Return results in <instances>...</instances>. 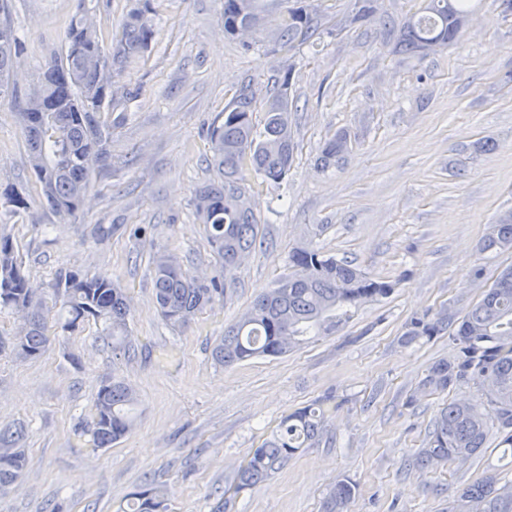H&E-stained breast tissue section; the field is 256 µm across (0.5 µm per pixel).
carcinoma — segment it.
I'll return each mask as SVG.
<instances>
[{
  "label": "carcinoma",
  "mask_w": 512,
  "mask_h": 512,
  "mask_svg": "<svg viewBox=\"0 0 512 512\" xmlns=\"http://www.w3.org/2000/svg\"><path fill=\"white\" fill-rule=\"evenodd\" d=\"M471 0H428L422 14H414L400 29V47L406 53H423L428 43L442 47L453 40L459 21L470 14ZM151 0L133 9L120 42L105 50L96 24L89 17L70 21L65 55L48 61L39 76L45 94L39 105L24 100L21 112L32 169L39 194L58 215L72 216L82 206L89 188L93 164L107 157L112 137L102 114L97 91L101 74L122 71L129 59L151 44L154 30L149 14ZM256 0H224V31L258 23ZM311 18L301 10L288 12L277 33L276 44L288 47L297 37L311 36ZM8 42L0 49V93L10 89L13 57L20 40L9 18V0H0V36ZM253 97L241 92L224 111V121L214 125L210 143L213 160L223 179L199 189L194 197L196 213L206 224L211 245L224 261L236 267L255 248L261 220L253 209H242L237 197L245 192L244 172L266 179H284L291 168L295 142L289 115L287 91L267 100L262 125L253 121ZM347 137L338 134L324 145L320 163L328 167L342 159ZM0 205L16 212L29 207L28 198L13 189L0 194ZM512 249V221L490 227L483 240L485 251ZM153 288L163 320L173 328L187 326L194 315L224 296V285L183 269L177 256L159 253L153 257ZM55 288L65 317L56 325L63 331L90 318L105 324L112 336V349L130 351L127 336L129 306L122 288L99 276L68 273ZM393 290L388 281L373 279L345 258L309 247H296L289 255V273L274 288L256 299L242 318L224 332L213 350L215 360L226 366L260 356H278L291 351L307 334H319L336 326V312L365 300L385 297ZM0 306L20 314L16 333L18 353L37 357L49 342L51 309L38 297L21 271L11 236L0 234ZM448 317L414 318L407 337L430 340L443 330ZM453 360H438L428 369L424 386L446 390L462 381H473L485 390L487 403L496 412L500 447L512 454V266L501 270L479 302L457 322L453 333ZM137 404L134 390L125 382H104L94 399V413L85 431L100 448L121 440L133 427ZM324 410L305 407L285 417L280 430L252 456L235 478L236 489L256 487L278 470L298 449L314 445L323 433ZM488 425L478 407L469 402L441 408L429 433L427 447L415 465L421 469L450 460L464 461L484 448ZM24 438L19 430L12 448H0V486L15 482L29 460L15 444ZM357 492L348 478L330 489L327 512H344ZM133 512H166L164 492L156 486L134 491ZM448 512H512V484L499 485L495 474L462 488Z\"/></svg>",
  "instance_id": "carcinoma-1"
}]
</instances>
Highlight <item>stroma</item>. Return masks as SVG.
Instances as JSON below:
<instances>
[{"mask_svg":"<svg viewBox=\"0 0 512 512\" xmlns=\"http://www.w3.org/2000/svg\"><path fill=\"white\" fill-rule=\"evenodd\" d=\"M263 21L248 41L224 31V0H153L154 36L117 77L130 99L106 111L109 157L95 164L80 210L61 218L36 194L19 102L41 66L62 55L70 20L92 10L104 46L122 36L136 0H10L22 39L0 95V191L30 200L0 207V232L17 246L21 270L47 307L59 275H101L125 289L136 350L113 351L101 323L52 329L36 358L0 352V430L21 427L30 464L0 488V512H125L137 486L165 492L167 512H324L337 479L358 491L346 512H448L459 489L491 473L512 481L491 436L479 454L421 471L440 408L468 400L495 414L465 382L423 388L436 360L452 359L461 319L512 265V250L484 253L490 225L512 214V11L472 0L455 41L428 55L397 48L400 28L426 0H261ZM313 19L310 39L278 50L289 9ZM287 90L296 148L281 181L247 173L261 216V242L236 268L222 299L188 327L162 320L152 258L168 251L186 269L223 279L224 269L193 200L219 179L208 129L240 92L253 93L254 121ZM347 135L338 164L321 167L325 142ZM309 246L347 258L390 295L350 309L335 329L282 356L216 364L213 347L253 300ZM447 315L431 340L408 342L415 317ZM122 380L138 398L133 429L109 448L81 431L102 381ZM326 409L319 444L300 449L257 487L234 478L288 414Z\"/></svg>","mask_w":512,"mask_h":512,"instance_id":"1","label":"stroma"}]
</instances>
